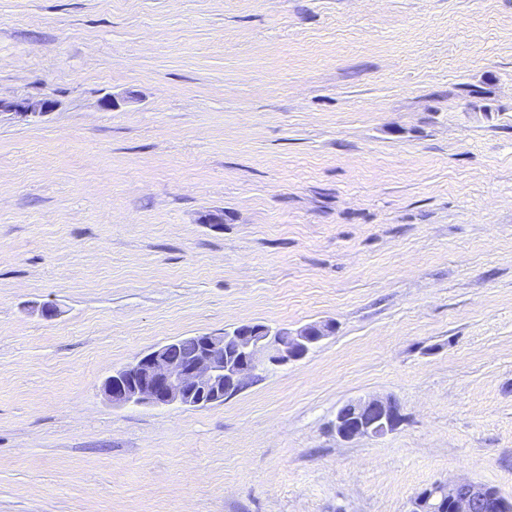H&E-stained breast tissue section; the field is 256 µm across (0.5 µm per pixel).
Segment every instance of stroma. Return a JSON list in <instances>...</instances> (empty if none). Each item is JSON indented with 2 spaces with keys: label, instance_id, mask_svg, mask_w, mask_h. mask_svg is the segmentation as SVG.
<instances>
[{
  "label": "stroma",
  "instance_id": "35a3bbf8",
  "mask_svg": "<svg viewBox=\"0 0 512 512\" xmlns=\"http://www.w3.org/2000/svg\"><path fill=\"white\" fill-rule=\"evenodd\" d=\"M45 96L0 117V512L512 498V0H0V98ZM328 320L220 403L102 391L175 338ZM367 396L402 424L336 439ZM54 107V100L47 97L37 100L22 99L20 101H5L0 98V116L3 113H10L26 119L41 116L52 111ZM399 403L392 397L369 396L343 403L331 421V430L341 441L382 438L402 423ZM448 499L450 512H510L512 499L503 496L498 490L485 487L484 483L466 478L448 479L434 482L420 495L410 512H435L442 510V500ZM443 496V498H439ZM444 502V503H445ZM440 507V508H439Z\"/></svg>",
  "mask_w": 512,
  "mask_h": 512
}]
</instances>
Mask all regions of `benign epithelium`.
Returning <instances> with one entry per match:
<instances>
[{
    "instance_id": "obj_1",
    "label": "benign epithelium",
    "mask_w": 512,
    "mask_h": 512,
    "mask_svg": "<svg viewBox=\"0 0 512 512\" xmlns=\"http://www.w3.org/2000/svg\"><path fill=\"white\" fill-rule=\"evenodd\" d=\"M54 100L0 99V115L41 116L54 109ZM332 322L303 326L293 332L246 323L224 335H196L192 352L173 339L116 371L104 383L115 406L149 405L205 407L247 388L260 372L303 359L310 349L334 332ZM399 403L392 397L369 396L343 403L331 421L342 441L382 438L402 423ZM449 512H512V499L485 484L466 478L439 481L427 487L410 512H437L442 502Z\"/></svg>"
}]
</instances>
